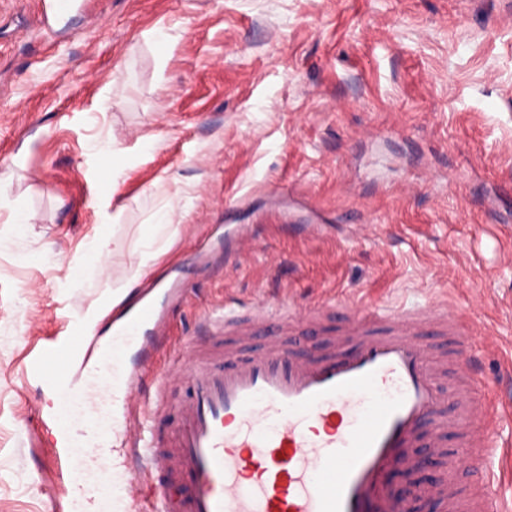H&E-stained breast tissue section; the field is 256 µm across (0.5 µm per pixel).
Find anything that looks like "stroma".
Masks as SVG:
<instances>
[{
    "label": "stroma",
    "instance_id": "obj_1",
    "mask_svg": "<svg viewBox=\"0 0 512 512\" xmlns=\"http://www.w3.org/2000/svg\"><path fill=\"white\" fill-rule=\"evenodd\" d=\"M79 2L64 25L43 0H0V512H76L49 396L20 368L65 320L107 332L139 266L183 280L181 343L206 342L200 319L228 298L448 299L512 404V0ZM217 224L249 226L254 250L228 234L199 250ZM101 238L122 247L99 263Z\"/></svg>",
    "mask_w": 512,
    "mask_h": 512
}]
</instances>
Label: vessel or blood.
<instances>
[{
	"label": "vessel or blood",
	"mask_w": 512,
	"mask_h": 512,
	"mask_svg": "<svg viewBox=\"0 0 512 512\" xmlns=\"http://www.w3.org/2000/svg\"><path fill=\"white\" fill-rule=\"evenodd\" d=\"M314 304L307 322L288 305L260 300L222 316L205 314L216 344L201 354L190 344L170 350L167 369L154 365L169 338L163 311L138 304L112 332L107 360L135 352L138 369L124 388L127 454L135 478L119 474L110 494L122 512H408L387 478L411 470L420 453L441 455L445 431L457 433L450 468H468L470 489L424 488L420 497L442 512H501L491 492L490 432L503 407L471 392L475 356L465 354L468 323L441 305L366 307L342 303L344 350L300 352L285 337L306 339L329 310ZM448 339L458 384L443 389L430 333ZM265 339L264 348L238 355L225 337ZM168 349V348H167ZM55 338H45L23 369L26 381L48 391L77 387L51 367ZM451 415H443L445 404ZM179 414L168 436L152 420ZM80 442L61 437L55 449L59 485L79 474Z\"/></svg>",
	"instance_id": "vessel-or-blood-1"
}]
</instances>
